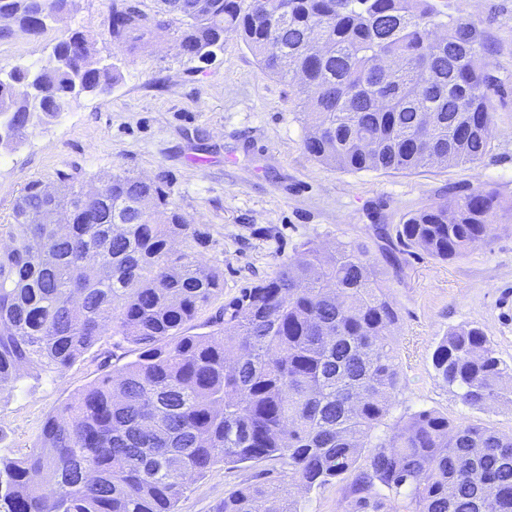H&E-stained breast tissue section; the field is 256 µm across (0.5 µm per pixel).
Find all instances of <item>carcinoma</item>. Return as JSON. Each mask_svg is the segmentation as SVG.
<instances>
[{"instance_id": "cac0c4a2", "label": "carcinoma", "mask_w": 512, "mask_h": 512, "mask_svg": "<svg viewBox=\"0 0 512 512\" xmlns=\"http://www.w3.org/2000/svg\"><path fill=\"white\" fill-rule=\"evenodd\" d=\"M112 0L107 33L133 53L177 25L181 55L210 62L224 38L296 85L306 153L345 172L413 173L477 165L490 148L488 48L471 21L436 0ZM76 0H0V16L42 34ZM120 79L80 31L51 63L0 78V142L52 120L81 93ZM504 210L476 188L410 213L396 238L451 261L478 246ZM0 248V394L24 371L61 378L115 336L136 359L80 390L33 448L0 455V512H177L187 478L215 466L278 460L306 490L355 476L350 512H512V432L433 411L385 418L401 387L398 312L370 250L325 260L308 241L270 277L224 293L199 261L207 232L185 222L162 180L115 173L57 194L28 183ZM460 402L507 399L512 365L473 323L432 353ZM387 491L381 496L376 489ZM215 512H297L284 486L242 483Z\"/></svg>"}]
</instances>
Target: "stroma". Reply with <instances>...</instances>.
<instances>
[{"label": "stroma", "mask_w": 512, "mask_h": 512, "mask_svg": "<svg viewBox=\"0 0 512 512\" xmlns=\"http://www.w3.org/2000/svg\"><path fill=\"white\" fill-rule=\"evenodd\" d=\"M442 12L473 21L489 47L495 126L491 148L475 166L434 167L412 174L340 171L303 148L301 102L293 86L262 68L236 38L209 63L187 62L175 31L133 54L107 35L112 0H78L75 11L32 37L12 29L0 38V72L46 65L52 48L84 32L96 57L116 65L120 81L104 94L74 98L49 122L33 123L19 143L0 145V225L32 180L57 185L61 174L105 179L118 171L165 176L188 223L209 230L203 262L224 273L223 300L273 274L307 241L333 251L342 242L371 249L394 302L402 385L385 419L405 422L433 410L449 420L473 419L512 431V403L472 410L436 375L431 355L450 328L480 325L512 365V213L469 255L442 262L380 239L423 206L476 187L512 200V0H438ZM99 362L78 359L63 378L29 379L0 397V453L29 450L48 415L100 376ZM286 484L280 462L253 468L220 465L193 479L178 512H213L243 481ZM352 481L296 491L299 512H348Z\"/></svg>", "instance_id": "35a3bbf8"}]
</instances>
